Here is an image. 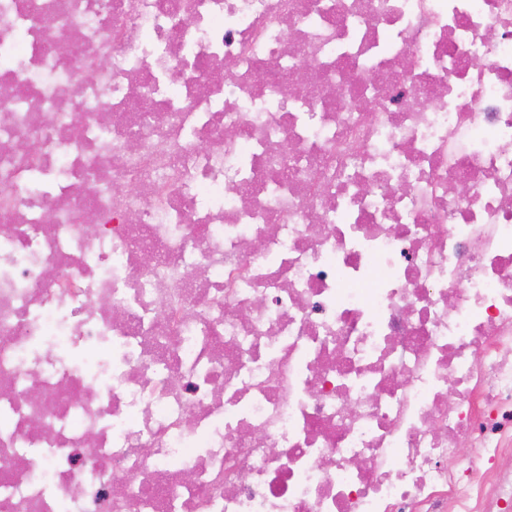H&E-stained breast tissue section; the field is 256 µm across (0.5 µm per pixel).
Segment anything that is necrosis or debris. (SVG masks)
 Instances as JSON below:
<instances>
[{
	"instance_id": "4bbe7bcc",
	"label": "necrosis or debris",
	"mask_w": 512,
	"mask_h": 512,
	"mask_svg": "<svg viewBox=\"0 0 512 512\" xmlns=\"http://www.w3.org/2000/svg\"><path fill=\"white\" fill-rule=\"evenodd\" d=\"M0 512H512V0H0Z\"/></svg>"
}]
</instances>
